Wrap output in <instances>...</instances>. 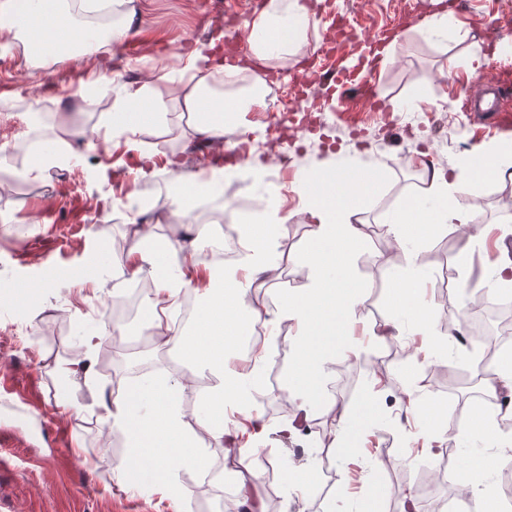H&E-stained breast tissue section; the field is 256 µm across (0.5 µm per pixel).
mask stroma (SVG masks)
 <instances>
[{"mask_svg": "<svg viewBox=\"0 0 512 512\" xmlns=\"http://www.w3.org/2000/svg\"><path fill=\"white\" fill-rule=\"evenodd\" d=\"M253 0H133L129 33L100 49L28 66L20 47L0 38L11 60L0 65V146L7 154L53 140L67 123L81 137L55 146L42 176L0 191V512H171L148 474L136 488L116 470L125 437L104 421L102 398L124 393L127 381L95 372L85 379L77 362L85 341L102 336L123 369L144 367V379L188 373L162 366L164 347L140 344V329L115 335L105 318L114 284L131 288L128 251L136 243L160 248L192 237L197 247L224 228L255 218L277 200L286 220L272 243L275 278L257 283L250 304L262 313L246 340L264 346L266 361L255 381L261 390L253 413L267 427L259 464L240 462L227 447L209 444L200 469L180 471L191 493L185 512H202L218 500L220 512H237L247 496L263 512H405L408 497L451 499L461 512L476 502L461 494L466 482L487 486L500 512H512L505 476L512 465L488 473L468 470L470 457L489 454L482 436L464 437L456 426L462 403L501 425L496 404L485 398L479 372L455 390L432 386L442 367L471 365L469 346L448 338V325L466 317L462 294L492 301L503 289L486 285L495 259L512 260V230H500L512 182L479 181L470 189L475 220L487 226L482 245L446 225L409 247V256L388 259L392 227L387 212L419 193L425 159L452 169L470 148L503 138L489 116L463 111L464 96L489 80L512 54L485 37L491 24L512 17V0H306L314 22L300 51L287 64L247 72L270 92L267 107L242 117L251 134L214 141L184 137L182 123L139 136L112 138L105 124L116 96L150 77L178 81L188 54L202 44L245 41L244 10ZM450 14L446 35L421 25ZM353 20L346 39L331 43L328 30L339 18ZM420 94L411 110L391 102ZM247 144L248 159L265 166L268 180L212 156ZM352 161L384 170L389 183L352 221L362 225L367 248L355 259L368 289L354 307L352 345L329 359L327 403L303 410L286 396L284 373L296 326L275 320L280 289L305 290L309 266L298 249L313 236L310 219L294 191L299 174L329 163ZM193 171L216 177L213 191L197 200L182 221L169 214L175 179ZM121 240L124 248L112 247ZM419 276L430 309L436 350L424 359V341L392 298L401 277ZM68 391L75 406L58 404ZM421 401L422 419L406 420L409 397ZM305 460L312 471L303 494L290 492L282 475L286 457Z\"/></svg>", "mask_w": 512, "mask_h": 512, "instance_id": "1", "label": "stroma"}]
</instances>
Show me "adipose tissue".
I'll return each mask as SVG.
<instances>
[{"instance_id":"ef3b65f1","label":"adipose tissue","mask_w":512,"mask_h":512,"mask_svg":"<svg viewBox=\"0 0 512 512\" xmlns=\"http://www.w3.org/2000/svg\"><path fill=\"white\" fill-rule=\"evenodd\" d=\"M83 11L82 0H12L11 18L0 25V37L21 42L26 60L33 61L76 50L93 57L104 45L125 36L121 25L100 30L82 23ZM308 23L309 11L301 0H264L245 24L252 56L271 67L287 62L305 42ZM212 75L210 56L204 48L195 49L174 90L151 80L117 99L109 130L116 136L133 137L158 128L163 108L173 99L191 118L189 134L220 138L241 133L238 114L262 107L267 88L256 81L241 91L214 94L207 90ZM490 179L512 180L511 140L469 155L453 174L433 169L413 201L386 216L398 244L407 246L442 224L456 225L467 230L470 239L482 241L484 228L475 223L466 197L474 182ZM280 222L278 205L267 203L256 220L244 225L238 260L209 269L198 285L185 278L193 259L187 250L169 246L156 251L135 248L129 253L131 274L146 272L151 278L144 295V329L165 343L171 335H179L189 365L211 381L196 432L185 427L179 396L186 384L180 379L138 384L103 406L106 421L137 448L140 469L150 470L155 488L169 499L174 512L189 495L177 472L200 467L206 443H223L225 435L232 433L238 439L241 460H254L261 452L262 429L247 430L243 421L251 416L246 383L257 376L265 349L255 345L241 350L240 338L245 317L261 316L258 309L247 308V294L257 274L275 269L268 246ZM187 287L196 295L199 313L193 328L180 333L171 313Z\"/></svg>"}]
</instances>
